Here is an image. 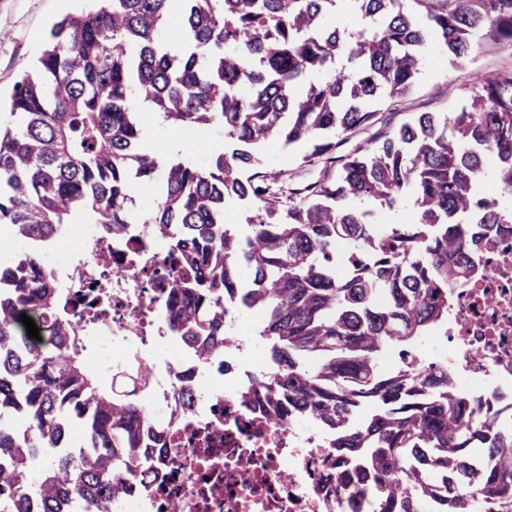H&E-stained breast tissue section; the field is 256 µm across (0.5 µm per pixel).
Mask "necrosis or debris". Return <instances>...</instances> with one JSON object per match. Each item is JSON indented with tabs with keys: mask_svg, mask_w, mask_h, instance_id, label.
<instances>
[{
	"mask_svg": "<svg viewBox=\"0 0 512 512\" xmlns=\"http://www.w3.org/2000/svg\"><path fill=\"white\" fill-rule=\"evenodd\" d=\"M81 253H70L72 240ZM138 272L127 273L126 250L101 241L95 225L71 224L58 245L69 256L68 280L88 275L91 256L115 268L112 313L90 333L112 348L92 367L147 368L140 400L150 407L157 437L132 465L112 512H369L367 502L336 503V451L330 431L304 414L279 417L263 397L261 375L276 362L245 334L237 305L224 303L226 342L206 363L170 335L158 315L162 295L147 274L170 264L168 246L132 227ZM426 366L448 369V385L473 413L512 435V224L483 254L468 280L451 292L448 328L425 337L414 352Z\"/></svg>",
	"mask_w": 512,
	"mask_h": 512,
	"instance_id": "1",
	"label": "necrosis or debris"
}]
</instances>
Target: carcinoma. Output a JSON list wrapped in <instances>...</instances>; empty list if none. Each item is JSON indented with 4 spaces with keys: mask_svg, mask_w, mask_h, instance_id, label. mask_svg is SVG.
I'll list each match as a JSON object with an SVG mask.
<instances>
[{
    "mask_svg": "<svg viewBox=\"0 0 512 512\" xmlns=\"http://www.w3.org/2000/svg\"><path fill=\"white\" fill-rule=\"evenodd\" d=\"M95 2L52 27L0 131V227L23 245L0 265V512H112L119 466L154 437L137 398L146 375L107 389L85 365L111 301L107 261L77 279L90 292L67 295L41 259L66 224L113 241L142 224L168 244L161 314L172 335L201 340V362L224 346L225 298L262 313L257 335L279 360L262 378L268 399L332 425L337 463L366 479L339 498L399 512L397 497L430 493L424 471L449 469L448 491L476 480L484 512H512V436L474 427L448 369L410 360L448 326V289L512 223V64L458 110L379 131L300 203L263 154L277 140L307 146L304 164L336 162L412 94L432 47L452 67L484 47L512 56V0H177L173 35L172 0ZM340 13L360 27L336 28ZM144 105L173 129L221 125L224 149L205 165L161 159ZM142 183L160 186L147 205L132 195ZM409 194L413 222H370L367 206L394 210ZM231 205L248 212L243 232L224 223ZM389 352L409 358L393 375L379 369Z\"/></svg>",
    "mask_w": 512,
    "mask_h": 512,
    "instance_id": "carcinoma-1",
    "label": "carcinoma"
}]
</instances>
